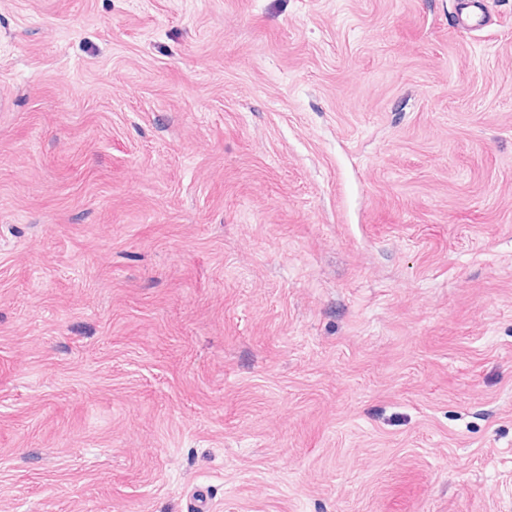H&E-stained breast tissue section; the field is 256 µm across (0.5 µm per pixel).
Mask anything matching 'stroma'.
<instances>
[{
	"mask_svg": "<svg viewBox=\"0 0 512 512\" xmlns=\"http://www.w3.org/2000/svg\"><path fill=\"white\" fill-rule=\"evenodd\" d=\"M0 0V512H512V0Z\"/></svg>",
	"mask_w": 512,
	"mask_h": 512,
	"instance_id": "35a3bbf8",
	"label": "stroma"
}]
</instances>
